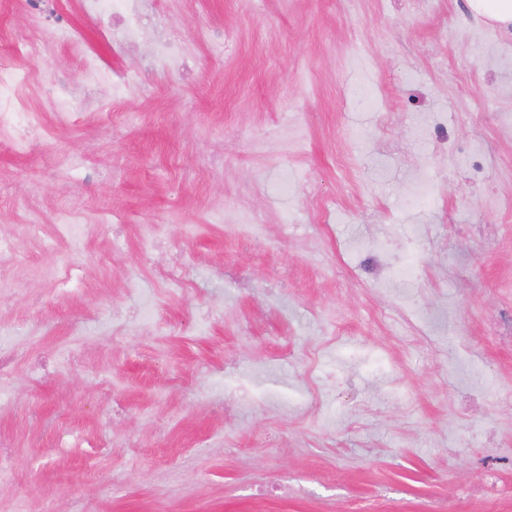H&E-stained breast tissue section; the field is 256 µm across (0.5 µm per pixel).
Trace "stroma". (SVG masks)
Here are the masks:
<instances>
[{"label": "stroma", "mask_w": 512, "mask_h": 512, "mask_svg": "<svg viewBox=\"0 0 512 512\" xmlns=\"http://www.w3.org/2000/svg\"><path fill=\"white\" fill-rule=\"evenodd\" d=\"M77 4L0 0V62L32 71L49 139L19 156L0 136V231L28 219L23 180L41 223L66 203L102 225L67 290L63 248L19 238L30 263L0 271V321L40 309L0 407V512H512V29L468 0H145L129 47ZM434 112L487 178L431 142ZM285 171L314 196L281 195ZM409 255L416 275L389 276ZM173 258L189 287L157 279ZM82 72L84 76L98 84H107L112 86L114 95H118L122 89L121 79H114L109 71L101 67L97 61L90 57H82Z\"/></svg>", "instance_id": "obj_1"}]
</instances>
